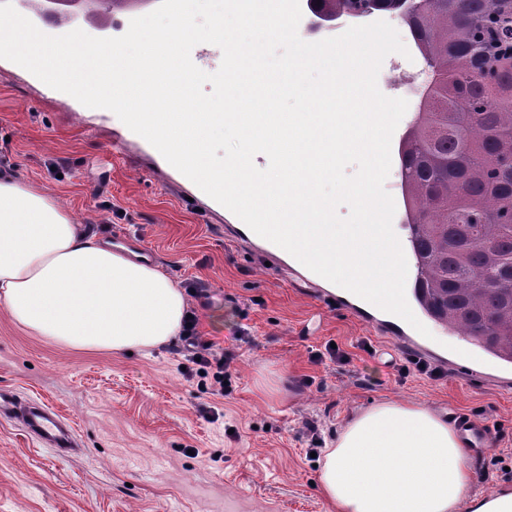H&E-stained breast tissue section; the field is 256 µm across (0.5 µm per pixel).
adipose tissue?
I'll return each mask as SVG.
<instances>
[{
    "mask_svg": "<svg viewBox=\"0 0 512 512\" xmlns=\"http://www.w3.org/2000/svg\"><path fill=\"white\" fill-rule=\"evenodd\" d=\"M0 305L37 335L127 352L179 336L189 301L147 260L74 224L51 196L0 174ZM458 433L425 407L383 402L327 448L321 489L335 512H512V491L468 496Z\"/></svg>",
    "mask_w": 512,
    "mask_h": 512,
    "instance_id": "obj_1",
    "label": "adipose tissue"
}]
</instances>
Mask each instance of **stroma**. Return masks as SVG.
Segmentation results:
<instances>
[{"mask_svg": "<svg viewBox=\"0 0 512 512\" xmlns=\"http://www.w3.org/2000/svg\"><path fill=\"white\" fill-rule=\"evenodd\" d=\"M408 85L378 87L416 109L427 67L407 27ZM120 125L0 59V170L55 198L74 223L148 253L191 300L204 339L233 348L223 395L187 375L183 341L114 354L56 344L0 308V389L71 419L80 449L61 457L0 418V512H329L310 447L326 448L374 404L469 414L492 442L469 453L470 493L512 489V391L464 367L427 377L414 356L293 284L278 260L228 239L231 217L158 156L110 158ZM336 344L338 357L327 356Z\"/></svg>", "mask_w": 512, "mask_h": 512, "instance_id": "35a3bbf8", "label": "stroma"}]
</instances>
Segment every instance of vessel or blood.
Here are the masks:
<instances>
[{"label": "vessel or blood", "instance_id": "1", "mask_svg": "<svg viewBox=\"0 0 512 512\" xmlns=\"http://www.w3.org/2000/svg\"><path fill=\"white\" fill-rule=\"evenodd\" d=\"M290 273L298 282L304 283L312 296L319 300H328L355 316L360 317L378 333L394 338L407 351L433 365L445 368L463 361L465 352H472V360L467 361L471 370L480 372L488 381L499 387L512 385V360L483 349H473L469 337H460V352H447L436 346H425L420 334L400 317L385 312L353 293L343 289L333 290L322 287L321 276L312 272L294 257L285 260ZM0 417L19 421L23 431L40 445L64 454L78 447L79 439L73 425L59 415L49 405L31 401L20 403L16 394H0ZM454 425L467 433L474 448L487 447L490 442L486 424L476 422L464 414H452Z\"/></svg>", "mask_w": 512, "mask_h": 512}]
</instances>
